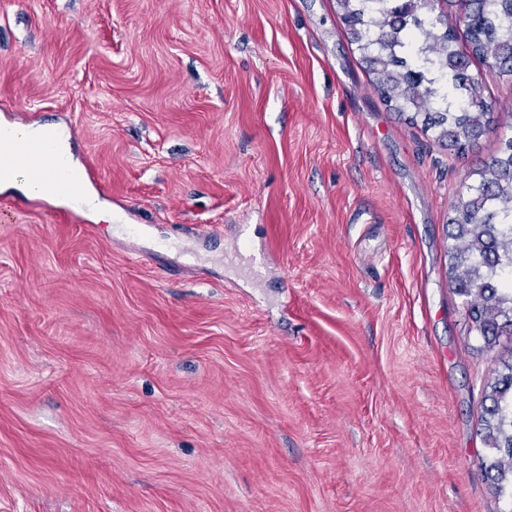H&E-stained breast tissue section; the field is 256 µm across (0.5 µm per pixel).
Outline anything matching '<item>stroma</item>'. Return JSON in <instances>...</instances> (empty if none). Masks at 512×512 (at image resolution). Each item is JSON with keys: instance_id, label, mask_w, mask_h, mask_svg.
Listing matches in <instances>:
<instances>
[{"instance_id": "stroma-1", "label": "stroma", "mask_w": 512, "mask_h": 512, "mask_svg": "<svg viewBox=\"0 0 512 512\" xmlns=\"http://www.w3.org/2000/svg\"><path fill=\"white\" fill-rule=\"evenodd\" d=\"M336 0H0L2 122L74 125L115 223H0V512H512L448 278L464 153L379 98Z\"/></svg>"}]
</instances>
